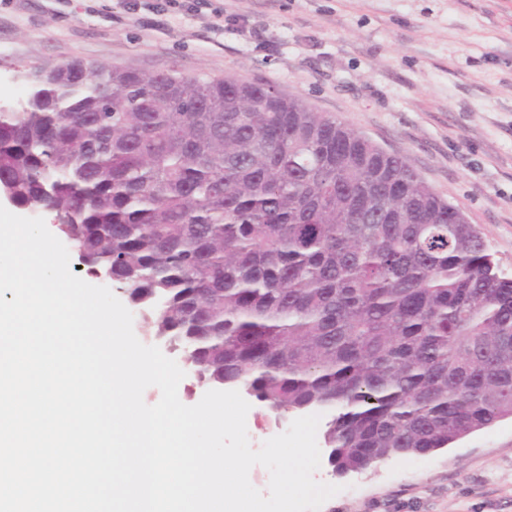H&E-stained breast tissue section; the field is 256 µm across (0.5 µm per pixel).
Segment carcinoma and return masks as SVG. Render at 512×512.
<instances>
[{
    "mask_svg": "<svg viewBox=\"0 0 512 512\" xmlns=\"http://www.w3.org/2000/svg\"><path fill=\"white\" fill-rule=\"evenodd\" d=\"M0 187L197 382L325 417L339 474L512 417V278L464 212L269 84L72 61L0 111ZM61 242L68 249V252H69V255H70V264H71L70 265V269H71L72 273L75 274V275L80 276L83 280H85L89 284L97 285V286H106L109 289H111V291L115 294V296L132 313V315H133V330H134V333H135L136 337L139 339V341L142 342L145 345L158 346L161 349V351L163 352L164 355H166L169 358L174 359L177 362V360L172 355H170V354H173V351H174L172 347L164 346L166 348V350L169 352L168 353L163 346H161L159 343L155 342L153 339H151V337H149L147 335V333L145 331V328H144V324H143L141 316H140L139 310L136 309V308H133L132 306H130L128 304L124 294L119 289H117L118 285L115 284V283L114 284L112 283V281H111V279H112L111 274H109V273L106 274V275L99 274L98 278H101V279H99L100 281H103V282H106V283H112V285H104L101 282L96 281L95 279H91V278L87 277L84 274V272L78 271V269H77L78 261H77L75 253L69 248L67 243H65L63 241H61ZM177 364L185 372V376L182 379L184 381V383L186 385H190V384L193 385L194 384L193 375L183 367L181 362H177Z\"/></svg>",
    "mask_w": 512,
    "mask_h": 512,
    "instance_id": "cac0c4a2",
    "label": "carcinoma"
}]
</instances>
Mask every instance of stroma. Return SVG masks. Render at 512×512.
I'll use <instances>...</instances> for the list:
<instances>
[{"label":"stroma","instance_id":"stroma-1","mask_svg":"<svg viewBox=\"0 0 512 512\" xmlns=\"http://www.w3.org/2000/svg\"><path fill=\"white\" fill-rule=\"evenodd\" d=\"M0 0V104L71 60L277 86L401 155L512 275V0ZM321 512H512V418L346 476Z\"/></svg>","mask_w":512,"mask_h":512}]
</instances>
